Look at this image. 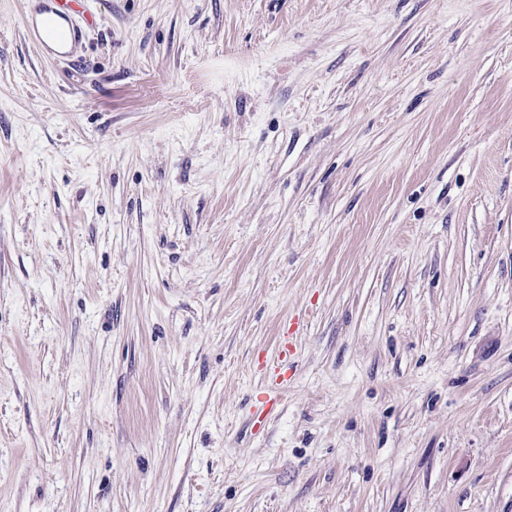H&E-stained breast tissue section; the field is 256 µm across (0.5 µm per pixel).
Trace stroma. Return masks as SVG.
I'll list each match as a JSON object with an SVG mask.
<instances>
[{"instance_id": "35a3bbf8", "label": "stroma", "mask_w": 512, "mask_h": 512, "mask_svg": "<svg viewBox=\"0 0 512 512\" xmlns=\"http://www.w3.org/2000/svg\"><path fill=\"white\" fill-rule=\"evenodd\" d=\"M87 16L0 0V512H512V0ZM89 0H28L24 22L32 43L49 57L68 58L80 39L76 16Z\"/></svg>"}]
</instances>
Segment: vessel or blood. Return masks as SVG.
Listing matches in <instances>:
<instances>
[{"label":"vessel or blood","instance_id":"b4317fda","mask_svg":"<svg viewBox=\"0 0 512 512\" xmlns=\"http://www.w3.org/2000/svg\"><path fill=\"white\" fill-rule=\"evenodd\" d=\"M88 0H26L24 22L32 43L45 55L68 58L80 39L76 18Z\"/></svg>","mask_w":512,"mask_h":512}]
</instances>
